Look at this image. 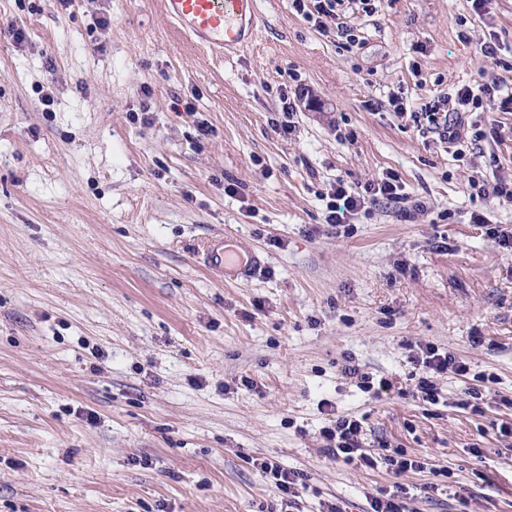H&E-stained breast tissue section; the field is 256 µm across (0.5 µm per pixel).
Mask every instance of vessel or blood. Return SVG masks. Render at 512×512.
Instances as JSON below:
<instances>
[{
    "mask_svg": "<svg viewBox=\"0 0 512 512\" xmlns=\"http://www.w3.org/2000/svg\"><path fill=\"white\" fill-rule=\"evenodd\" d=\"M167 19L192 43L220 56L235 55L255 37L257 0H162ZM205 266L227 281L249 279L264 265L257 252L230 249L223 238L211 239Z\"/></svg>",
    "mask_w": 512,
    "mask_h": 512,
    "instance_id": "1",
    "label": "vessel or blood"
}]
</instances>
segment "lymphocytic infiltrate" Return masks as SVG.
<instances>
[{
	"label": "lymphocytic infiltrate",
	"instance_id": "lymphocytic-infiltrate-1",
	"mask_svg": "<svg viewBox=\"0 0 512 512\" xmlns=\"http://www.w3.org/2000/svg\"><path fill=\"white\" fill-rule=\"evenodd\" d=\"M292 6L305 20L313 22L320 33L335 30L338 37L355 46L359 39L347 24L342 23L341 18L349 9L374 14L378 10V0H292ZM388 103L395 112L409 115L415 127L438 135L442 142L455 145L468 140L476 142L485 136L478 124L470 121V112L477 109L512 112V88L500 80L482 83L475 88L465 86L457 91L454 100L443 99L424 106L418 112L408 111L403 97L396 94L389 96ZM327 195L329 201L325 221L334 226L340 235L350 234V215L359 212L368 214L382 205L394 209L403 220L412 222L427 211L423 202L411 200L400 177L392 171L383 172L381 177L354 186L346 184L343 179H336L331 183ZM409 351L412 363L422 371L415 396L423 401L438 403L439 377L448 374L464 377L470 372L468 362L432 343L412 344ZM327 414L329 423L320 431L325 455L356 460L370 469L382 463L397 475L426 468L425 459L402 452L384 456L380 460L374 458L362 446V420L336 413L332 408L328 409ZM254 466L262 477L271 480L281 491L286 506L295 505L306 487L303 473L287 469L267 458L256 459Z\"/></svg>",
	"mask_w": 512,
	"mask_h": 512
}]
</instances>
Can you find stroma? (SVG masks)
<instances>
[{
    "mask_svg": "<svg viewBox=\"0 0 512 512\" xmlns=\"http://www.w3.org/2000/svg\"><path fill=\"white\" fill-rule=\"evenodd\" d=\"M258 7L255 42L220 58L161 0H0L26 34L0 35V512H366L397 484L410 512H512L497 432L512 427V253L469 221L480 208L512 228V203L479 194L512 178V112L478 114L497 132L458 155L388 104L512 85L478 50L512 46V0L481 17L470 0H386L344 15L351 49L291 0ZM302 87L325 109L280 136L281 97ZM387 170L431 214L360 212L337 237L319 193ZM214 236L265 269L217 279L199 259ZM412 341L485 376L482 413L456 407L454 375L438 404L414 397ZM349 359L388 395L343 376ZM327 401L364 418L371 454L386 443L427 469L325 456ZM259 457L306 475L296 508Z\"/></svg>",
    "mask_w": 512,
    "mask_h": 512,
    "instance_id": "stroma-1",
    "label": "stroma"
}]
</instances>
